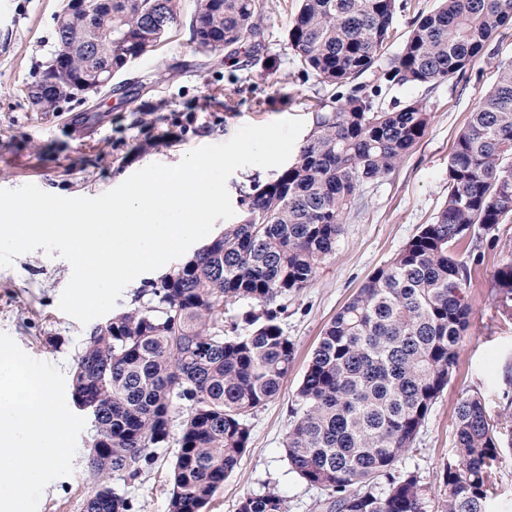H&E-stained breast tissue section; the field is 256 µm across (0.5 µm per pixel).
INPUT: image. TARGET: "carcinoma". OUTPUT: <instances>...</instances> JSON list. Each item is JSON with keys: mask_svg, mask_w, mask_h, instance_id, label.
I'll use <instances>...</instances> for the list:
<instances>
[{"mask_svg": "<svg viewBox=\"0 0 512 512\" xmlns=\"http://www.w3.org/2000/svg\"><path fill=\"white\" fill-rule=\"evenodd\" d=\"M91 18L55 26L75 79L91 83L125 57L162 42L180 0H109ZM263 0H196L189 22L201 51L220 55L261 45ZM396 0H300L288 39L302 66L336 93L318 104L296 160L240 200L236 221L208 251L182 261L135 294L84 340L72 371L73 402L98 411L82 512H133L112 487L138 480L175 446L168 512H206L250 442L249 418L275 398L294 343L280 299L306 287L336 249L359 187L390 174L422 139L431 113L419 100L383 107L382 85L434 88L466 71L512 24V0H438L417 17L400 52L386 47ZM381 68L380 83L359 81ZM76 88L49 87L41 111ZM512 218V63L499 69L448 158V195L434 221L377 267L339 309L313 350L295 397L285 453L290 469L328 493L327 512H425L428 489L399 467L447 387L472 315L471 269L457 247L495 240ZM494 287L512 319V253L500 256ZM247 328L239 330V323ZM477 393L455 410L454 460L437 494L440 512H487L500 430ZM386 483L377 487V481ZM237 512H287L272 490Z\"/></svg>", "mask_w": 512, "mask_h": 512, "instance_id": "cac0c4a2", "label": "carcinoma"}]
</instances>
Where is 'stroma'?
<instances>
[{
	"label": "stroma",
	"instance_id": "1",
	"mask_svg": "<svg viewBox=\"0 0 512 512\" xmlns=\"http://www.w3.org/2000/svg\"><path fill=\"white\" fill-rule=\"evenodd\" d=\"M265 41L259 52L243 45L230 58L212 59L190 41L196 0H180L181 19L150 56L122 69L111 88L75 93L52 112L34 111L27 87L56 48L53 16L62 0H0V188L32 183L63 197H95L152 163L174 165L190 150L228 141L246 124L299 118L311 122L315 105L333 89L301 67L288 40L298 0H264ZM436 0H396L388 54L398 53L415 16ZM512 61V27L489 41L482 58L463 75L435 88L391 86L383 103L421 101L432 114L426 135L386 178L359 190L336 251L306 288L283 300L282 326L295 344L291 369L279 395L250 419L251 442L238 467L215 494L208 512H236L248 495L279 490L288 512H323L327 493L290 472L284 442L291 407L310 355L325 326L362 285L421 225L431 223L448 194V156L479 98L496 83L501 64ZM512 251V222L496 242L464 243L473 308L447 388L421 428L417 450L402 464L417 469L430 492L426 512H438L436 491L453 458L455 409L461 397L479 393L491 416L512 399V321L502 320L493 275L500 253ZM66 260L43 250L0 267V332L29 356L71 374L92 330L63 313L59 297L70 279ZM93 425L78 439L71 475L43 492L38 512H81L92 489L88 474ZM502 462L491 475L490 512H512V432L502 437ZM172 450L136 482L113 478L136 512H167Z\"/></svg>",
	"mask_w": 512,
	"mask_h": 512
}]
</instances>
